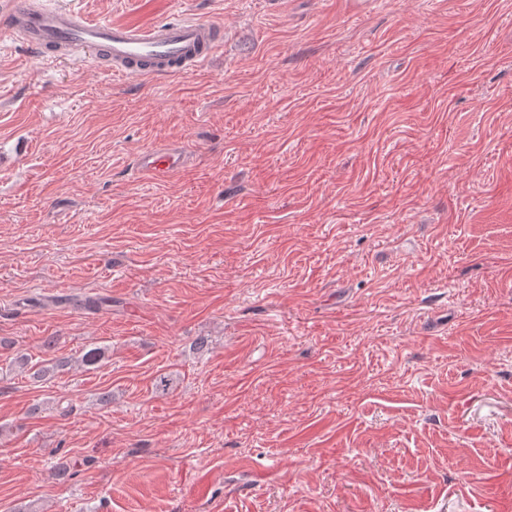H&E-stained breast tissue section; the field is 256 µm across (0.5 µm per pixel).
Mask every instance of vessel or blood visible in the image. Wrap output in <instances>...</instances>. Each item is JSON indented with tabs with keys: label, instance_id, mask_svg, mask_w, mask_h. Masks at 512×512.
<instances>
[{
	"label": "vessel or blood",
	"instance_id": "1",
	"mask_svg": "<svg viewBox=\"0 0 512 512\" xmlns=\"http://www.w3.org/2000/svg\"><path fill=\"white\" fill-rule=\"evenodd\" d=\"M0 29L39 56L78 52L111 63L114 74L154 78L189 72L220 47L222 27L212 21L179 19L146 27L95 22L50 6L49 0H0ZM188 155L179 147L141 151L135 167L157 180L182 168Z\"/></svg>",
	"mask_w": 512,
	"mask_h": 512
}]
</instances>
